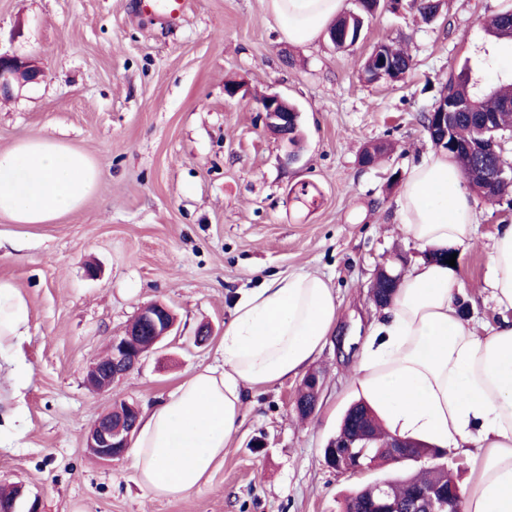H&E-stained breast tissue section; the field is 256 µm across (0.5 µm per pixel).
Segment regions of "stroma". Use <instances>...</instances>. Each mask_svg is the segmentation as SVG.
I'll return each mask as SVG.
<instances>
[{"label":"stroma","instance_id":"stroma-1","mask_svg":"<svg viewBox=\"0 0 512 512\" xmlns=\"http://www.w3.org/2000/svg\"><path fill=\"white\" fill-rule=\"evenodd\" d=\"M133 3L0 0V52L43 71L0 98V149L51 134L103 171L81 208L54 223L0 218V279L31 314L29 340L0 358V485L25 484L43 512H342L346 494L384 476L337 472L323 450L358 397L346 377L371 318L373 273L394 253L416 254L395 202L408 167L433 149L420 118L465 58L494 55L477 73L482 86L512 79V44L483 29L512 0H443L430 24L382 10L348 52L324 35L288 44L262 0H189L174 20ZM384 37L413 59L394 85L361 72ZM230 79L253 101L228 97ZM270 91L300 109L290 163L255 103ZM376 141L392 152L361 166V148ZM477 210L478 236L457 252L458 295L486 323L490 237L512 220V201L481 199ZM295 271L330 279L341 303L338 333L312 364L324 377L313 415L297 416L299 378L248 392L208 482L175 498L148 495L130 456L88 454L86 432L113 402L153 405L215 364L239 294ZM154 302L173 311L177 335L111 392L92 391L88 365ZM204 324L213 333L199 346Z\"/></svg>","mask_w":512,"mask_h":512}]
</instances>
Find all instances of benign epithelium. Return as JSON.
I'll return each instance as SVG.
<instances>
[{
  "instance_id": "7a95c632",
  "label": "benign epithelium",
  "mask_w": 512,
  "mask_h": 512,
  "mask_svg": "<svg viewBox=\"0 0 512 512\" xmlns=\"http://www.w3.org/2000/svg\"><path fill=\"white\" fill-rule=\"evenodd\" d=\"M43 71L31 62L15 55L0 53V93L10 94L12 83L24 86L39 81ZM258 111L261 112L265 127L279 137L288 134V128L298 126L300 112L283 94L272 91L256 99ZM462 105L448 99L437 102L432 112L433 122L428 132L439 137L440 143H446L448 132V116ZM175 318L169 308L163 304H152L142 308L125 333L115 336L109 341V357L106 361H95L86 371V382L95 391L108 393L112 391L114 382L120 380L141 361L142 357L174 334ZM153 336L147 345L137 341L144 333ZM299 389L310 394L313 402H318L322 391L318 374L309 373L300 383ZM140 409L134 403L121 401L112 405L89 428L85 436V448L95 459L110 462L124 455L130 448L132 438L136 434ZM374 441L372 432L365 429L353 435L339 433L330 438L327 447L341 449V458L355 461L350 469L352 473L366 471L361 461L362 455L353 453V449H366ZM386 447L400 460L415 462L421 457L408 453L410 442L390 437ZM13 495L9 501H0V512H41L40 499L33 496L22 484L12 486ZM461 500L459 487L449 492L427 487L420 493V501L426 512H453V508Z\"/></svg>"
}]
</instances>
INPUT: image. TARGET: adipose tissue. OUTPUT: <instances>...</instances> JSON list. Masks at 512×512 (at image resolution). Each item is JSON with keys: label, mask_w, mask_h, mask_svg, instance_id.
Listing matches in <instances>:
<instances>
[{"label": "adipose tissue", "mask_w": 512, "mask_h": 512, "mask_svg": "<svg viewBox=\"0 0 512 512\" xmlns=\"http://www.w3.org/2000/svg\"><path fill=\"white\" fill-rule=\"evenodd\" d=\"M288 43L316 41L343 0H264ZM99 166L48 135L0 150V217L50 224L95 193ZM400 229L420 251L466 247L477 237L476 202L456 161L428 153L411 166L396 200ZM454 267L419 258L399 276L392 303L373 316L347 378L385 429L473 459L462 512H512V224L492 239L484 287L499 318L460 317ZM329 281L278 274L242 293L224 327L218 364L181 381L145 408L131 446L140 486L152 497L199 488L243 421L247 390L298 376L336 329ZM30 335V309L0 280V353Z\"/></svg>", "instance_id": "ef3b65f1"}]
</instances>
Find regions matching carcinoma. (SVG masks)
<instances>
[{"label": "carcinoma", "mask_w": 512, "mask_h": 512, "mask_svg": "<svg viewBox=\"0 0 512 512\" xmlns=\"http://www.w3.org/2000/svg\"><path fill=\"white\" fill-rule=\"evenodd\" d=\"M357 11L342 15L336 19V32L349 33L352 40L336 42V48L346 49L355 43L354 37L364 29L377 8H389L384 0H356ZM407 6L428 22L434 21L442 8V0H408ZM512 25V11L499 12L486 21L487 32L498 40L512 42V35L505 34L502 28ZM386 57L397 64L396 73L380 68L379 60ZM493 60L489 54H484L473 62L466 60L459 72H450L448 82L441 93L448 98L463 104H472L475 112L459 111L453 115L452 127L457 146L448 148V153L457 161L469 189L484 200H500L512 195V158L506 155L504 145L512 139V81L502 82L489 88H481L477 79L473 78V69L489 67ZM411 69L410 54L393 44L389 39H381L373 46L366 59L363 72L370 81L395 83L404 80L405 74ZM493 116L487 126L477 122L481 113ZM390 151V145L372 143L362 148L359 154L361 165H371ZM398 279L387 280V287L378 288L374 292V303L378 307L391 304L397 290ZM366 417L368 425L375 432L374 447L368 452V458L363 463L374 469L383 465L394 464L396 459L391 450L383 447L385 431L374 411L364 402L358 401L349 406L340 423V429L348 432L354 427L358 415ZM386 485L390 488L397 512H416L415 502L424 487H437L448 490L458 485L453 473L443 467L433 466L419 470L403 479H388ZM381 499L371 485L364 486L346 497L344 512H381Z\"/></svg>", "instance_id": "obj_1"}]
</instances>
